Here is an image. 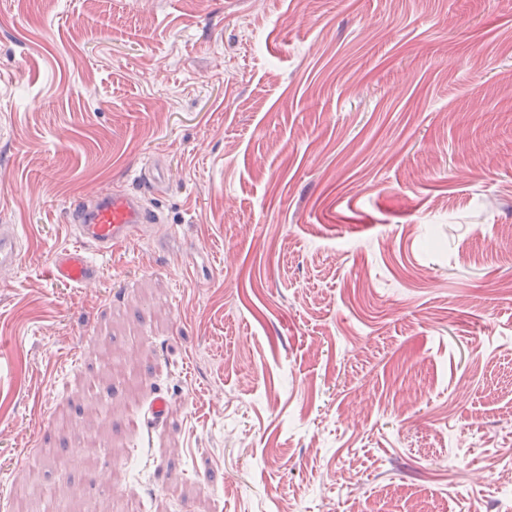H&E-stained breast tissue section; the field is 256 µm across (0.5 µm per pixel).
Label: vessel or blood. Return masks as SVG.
<instances>
[{
  "mask_svg": "<svg viewBox=\"0 0 512 512\" xmlns=\"http://www.w3.org/2000/svg\"><path fill=\"white\" fill-rule=\"evenodd\" d=\"M140 188L133 191L116 184L89 195L74 206L72 221L80 229L79 245L54 253L49 262V274L55 281L82 286L98 279L99 270L89 257V248L102 253L114 251L135 236L147 224L161 223V215L144 204L147 194L154 191L159 180L155 174L139 176ZM19 261L16 238L0 230V269L14 268Z\"/></svg>",
  "mask_w": 512,
  "mask_h": 512,
  "instance_id": "vessel-or-blood-1",
  "label": "vessel or blood"
}]
</instances>
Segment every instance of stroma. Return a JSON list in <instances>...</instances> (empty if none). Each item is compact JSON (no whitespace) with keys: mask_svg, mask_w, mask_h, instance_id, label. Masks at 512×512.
<instances>
[{"mask_svg":"<svg viewBox=\"0 0 512 512\" xmlns=\"http://www.w3.org/2000/svg\"><path fill=\"white\" fill-rule=\"evenodd\" d=\"M149 165L164 223L54 282ZM1 224L14 498L506 512L512 0H0ZM94 433L128 474L74 467ZM18 261L19 252L15 236L0 230V269L14 268Z\"/></svg>","mask_w":512,"mask_h":512,"instance_id":"obj_1","label":"stroma"}]
</instances>
